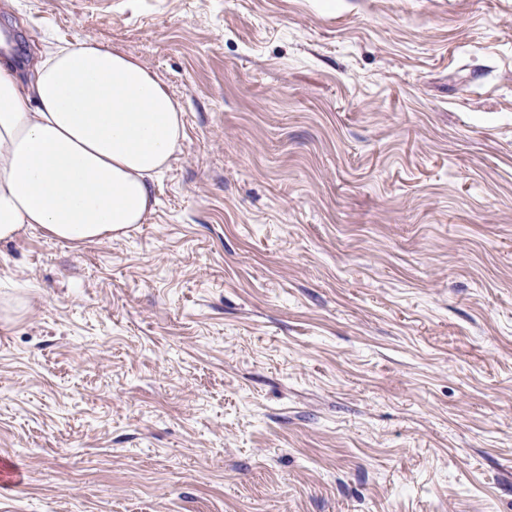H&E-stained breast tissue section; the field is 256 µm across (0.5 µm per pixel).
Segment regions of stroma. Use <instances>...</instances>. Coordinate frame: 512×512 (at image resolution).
Instances as JSON below:
<instances>
[{"mask_svg":"<svg viewBox=\"0 0 512 512\" xmlns=\"http://www.w3.org/2000/svg\"><path fill=\"white\" fill-rule=\"evenodd\" d=\"M185 138L127 236L0 244L7 512H512V0H0Z\"/></svg>","mask_w":512,"mask_h":512,"instance_id":"stroma-1","label":"stroma"}]
</instances>
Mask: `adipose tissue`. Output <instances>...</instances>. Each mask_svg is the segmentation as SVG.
Segmentation results:
<instances>
[{
    "label": "adipose tissue",
    "instance_id": "obj_1",
    "mask_svg": "<svg viewBox=\"0 0 512 512\" xmlns=\"http://www.w3.org/2000/svg\"><path fill=\"white\" fill-rule=\"evenodd\" d=\"M185 136L183 110L142 62L92 39L27 73L0 64V242L29 227L74 243L125 236Z\"/></svg>",
    "mask_w": 512,
    "mask_h": 512
}]
</instances>
